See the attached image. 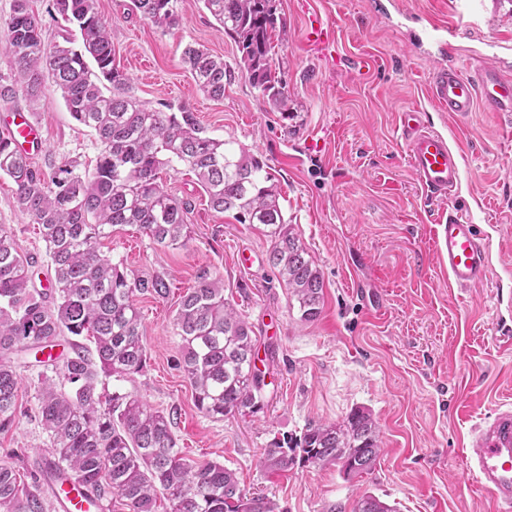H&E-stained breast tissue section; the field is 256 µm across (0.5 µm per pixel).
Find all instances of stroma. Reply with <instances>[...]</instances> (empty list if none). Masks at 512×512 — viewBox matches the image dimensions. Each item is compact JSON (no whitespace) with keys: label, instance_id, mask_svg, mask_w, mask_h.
Returning a JSON list of instances; mask_svg holds the SVG:
<instances>
[{"label":"stroma","instance_id":"35a3bbf8","mask_svg":"<svg viewBox=\"0 0 512 512\" xmlns=\"http://www.w3.org/2000/svg\"><path fill=\"white\" fill-rule=\"evenodd\" d=\"M272 74L290 101L280 111L238 67L233 40L198 4L174 0L180 24L156 28L131 0H98L110 26L116 63L135 96L157 108L184 104L209 136L245 149L267 166L282 195L283 213L315 258L324 288L317 320H301L267 262L270 243L232 213L210 208L193 174L166 168L169 193L191 201L186 247L152 243L131 225L114 227L102 245L113 262L157 275L166 299L136 296L148 351L144 370L126 381L100 375L105 391H132L151 408L172 414L184 457L219 461L242 488L276 500L282 512H351L372 493L398 512H493L489 494L465 465L473 425L512 403V352L496 347L494 290L512 292V125L473 113L458 130L466 150L462 183L444 201H428L408 164L396 114L426 106L432 67L406 29L378 16L371 0H276ZM335 37L332 51L306 42L311 16ZM196 43L222 56L229 70L224 97L198 90L181 54ZM14 112L31 113L46 142L34 166L75 163L91 170L101 146L78 125L61 95L48 88L37 111L23 97L0 99V129ZM488 236L487 285L452 287L428 240L436 218L462 206ZM0 224L9 225L29 262L35 288L51 277L46 245L19 205L11 179L0 177ZM249 256L242 266L240 256ZM224 281V296L250 323L265 373L262 408L235 418L204 416L178 367L181 339L173 319L183 292L201 274ZM22 377L15 424L0 433V461L37 480L48 438L37 416L46 368L31 351L13 353ZM369 411L380 428L381 452L367 474L346 477L336 466L261 469L263 448L308 425Z\"/></svg>","mask_w":512,"mask_h":512}]
</instances>
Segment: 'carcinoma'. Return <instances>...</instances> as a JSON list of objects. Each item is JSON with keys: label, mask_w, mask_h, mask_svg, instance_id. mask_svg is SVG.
<instances>
[{"label": "carcinoma", "mask_w": 512, "mask_h": 512, "mask_svg": "<svg viewBox=\"0 0 512 512\" xmlns=\"http://www.w3.org/2000/svg\"><path fill=\"white\" fill-rule=\"evenodd\" d=\"M32 0H13L0 21V47L17 67L19 81L0 82V99L22 96L30 110L47 84L60 91L71 117L95 133L101 145L93 172L35 168L29 157L0 136V175L12 179L22 210L38 225L53 271L50 291L31 283L29 261L11 228L0 224V431L13 426L21 379L9 354L46 349L61 336L83 337L94 349L72 343V354L55 365L63 386L40 381L38 419L62 474L116 497L128 512H280L274 500L240 488L235 472L219 461L181 455L173 416L151 408L134 392L107 396L102 373L131 377L145 368L148 352L134 296L164 299L170 288L158 276L126 271L99 250L118 225H131L153 243L186 245L192 204L170 194L159 173L182 164L217 212H235L241 224H258L269 240L268 258L280 284L313 322L321 313L324 281L308 249L285 219L281 194L257 157L210 137L191 108H152L134 94L131 79L114 64L108 23L97 0H54L68 24L49 45ZM230 35L239 65L276 108L288 110V91L272 77L270 53L276 0H200ZM133 10L166 31L179 25L172 0H132ZM182 63L202 93L224 98V58L188 44ZM182 338L178 366L194 404L206 416L255 414L264 381L257 368L252 329L224 298V283L206 274L180 297L173 322ZM71 385L67 391L64 384ZM380 452L371 413L356 408L338 423L309 426L263 450L260 466L286 472L296 464L336 465L348 477L371 471ZM0 512H42L32 494L19 495L15 467L0 464ZM352 512H396L364 493Z\"/></svg>", "instance_id": "cac0c4a2"}]
</instances>
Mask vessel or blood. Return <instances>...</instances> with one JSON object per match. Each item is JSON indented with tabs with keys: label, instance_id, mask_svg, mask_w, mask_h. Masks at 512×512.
I'll list each match as a JSON object with an SVG mask.
<instances>
[{
	"label": "vessel or blood",
	"instance_id": "b4317fda",
	"mask_svg": "<svg viewBox=\"0 0 512 512\" xmlns=\"http://www.w3.org/2000/svg\"><path fill=\"white\" fill-rule=\"evenodd\" d=\"M379 14L395 12L414 30L423 57L432 63L426 90L436 111L462 122L477 111L493 112L512 119V43L487 41L477 77L462 75L455 64L461 43L473 39L474 26L466 15L446 23L423 18L404 8L401 0H375ZM413 174L429 199L450 195L459 185L465 159L450 148L443 134L431 129L424 108L397 115ZM13 146L36 155L42 135L26 114H18L8 129ZM430 235L449 281L468 291L488 282L491 254L487 238L472 212L449 215L446 223L431 225ZM470 469L477 483L495 502L498 512H512V407L497 410L493 417L474 427L468 445ZM52 512H105L103 499L93 489L73 479L50 482Z\"/></svg>",
	"mask_w": 512,
	"mask_h": 512
}]
</instances>
